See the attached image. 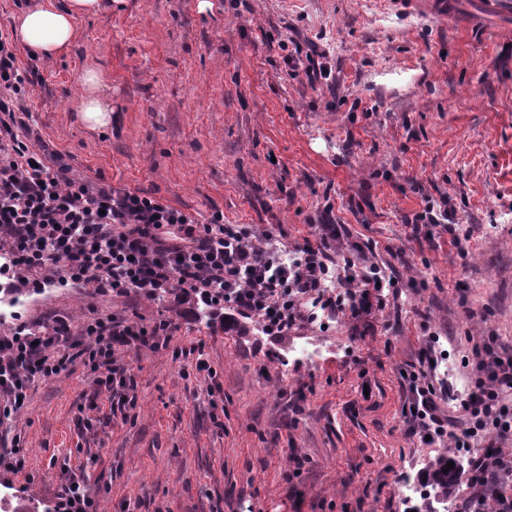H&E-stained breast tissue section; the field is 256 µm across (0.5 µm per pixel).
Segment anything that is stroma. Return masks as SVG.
Segmentation results:
<instances>
[{
    "mask_svg": "<svg viewBox=\"0 0 512 512\" xmlns=\"http://www.w3.org/2000/svg\"><path fill=\"white\" fill-rule=\"evenodd\" d=\"M104 3L78 19L68 55L18 53L35 73L31 134L71 175L203 222L270 225L287 246L330 209L403 286L371 315L285 336L226 329L190 300L48 286L24 320L173 319L179 345L203 342L220 390L146 350L126 359L137 404L124 417L84 367L34 383L0 512L52 505L65 466L101 512H410L403 478L442 449L404 436L402 369L434 345L457 397L481 337L512 349V22L471 26L477 0H456L448 23L387 0ZM299 42L329 51L334 83L292 74L283 58ZM94 66L112 106L101 132L75 112ZM427 196L469 232L466 252L406 224ZM305 341L322 346L317 361L294 359Z\"/></svg>",
    "mask_w": 512,
    "mask_h": 512,
    "instance_id": "obj_1",
    "label": "stroma"
}]
</instances>
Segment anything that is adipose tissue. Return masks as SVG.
Segmentation results:
<instances>
[{
    "mask_svg": "<svg viewBox=\"0 0 512 512\" xmlns=\"http://www.w3.org/2000/svg\"><path fill=\"white\" fill-rule=\"evenodd\" d=\"M102 0H32L15 18L14 33L19 43L37 60L53 59L68 53L75 41L77 18L98 13ZM104 76L100 69L88 68L82 79L77 105L80 121L99 130L112 122V107L100 90Z\"/></svg>",
    "mask_w": 512,
    "mask_h": 512,
    "instance_id": "1",
    "label": "adipose tissue"
}]
</instances>
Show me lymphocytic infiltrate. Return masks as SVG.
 <instances>
[{"label": "lymphocytic infiltrate", "instance_id": "f902f5d3", "mask_svg": "<svg viewBox=\"0 0 512 512\" xmlns=\"http://www.w3.org/2000/svg\"><path fill=\"white\" fill-rule=\"evenodd\" d=\"M33 87L13 38L0 31V251L12 256L17 285L65 283L145 300L179 291L257 322L267 336L287 335L321 315L356 319L381 299L377 265L329 217L315 225L316 242L283 249L257 225L228 224L220 214L202 224L162 199L50 166L17 132ZM173 332L167 320L148 327L117 314L84 321L77 339L57 315L19 323L0 336V425L21 414L32 382L78 361L106 370L103 385L116 412L135 405L129 352L170 349L193 357L199 376L214 378L202 342L173 347ZM472 355L477 379L453 414L441 407L448 383L436 374V358L410 373L404 434L466 452V491L455 512H512V454L502 448L512 441V352L485 341ZM54 512H99L88 482L63 473Z\"/></svg>", "mask_w": 512, "mask_h": 512}]
</instances>
